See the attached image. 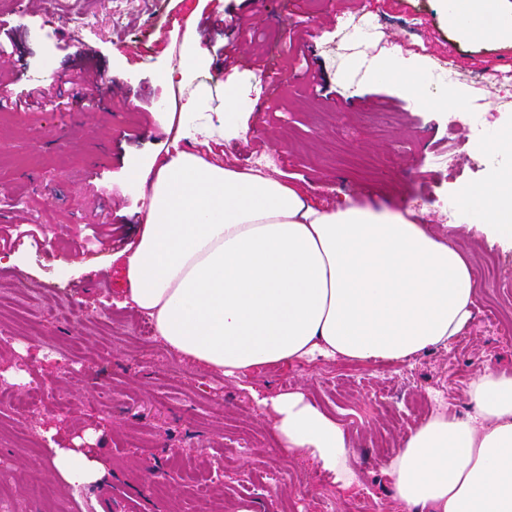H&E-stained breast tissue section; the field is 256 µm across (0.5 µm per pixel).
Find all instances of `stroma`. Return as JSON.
Wrapping results in <instances>:
<instances>
[{
  "instance_id": "stroma-1",
  "label": "stroma",
  "mask_w": 512,
  "mask_h": 512,
  "mask_svg": "<svg viewBox=\"0 0 512 512\" xmlns=\"http://www.w3.org/2000/svg\"><path fill=\"white\" fill-rule=\"evenodd\" d=\"M371 8L397 73L362 79L375 46L346 50L344 13ZM84 14L83 27L68 17ZM423 25L412 29V18ZM213 63L187 85L207 90L203 140L194 121L174 123L162 101L178 66L180 24ZM235 65H215L222 45ZM467 71L512 66V39L462 36L445 0H0V467L51 484L50 501L15 495L12 512H88L97 492L111 512H404L385 473L382 442L397 445L417 421L420 400L470 411L467 385L485 367L512 374V247L486 241L461 213L449 227L446 204L480 187L491 168L512 173V155L483 142L448 138V119L466 123L468 88H429L431 59ZM321 71L323 90L307 84ZM67 92L57 94L60 79ZM241 92L235 121L224 89ZM454 150L455 173L435 165ZM187 150L242 170L273 157L268 175L327 206L344 198L406 210L437 235L473 251L479 285L469 327L448 347L401 363L298 360L232 378L173 354L158 336L151 351L132 346L145 319L126 305L116 253L131 250L149 182L139 171ZM416 210H409L408 200ZM107 234L96 237L95 225ZM61 295L71 319L40 311L37 292ZM81 342L82 354L70 346ZM303 392L345 428L356 473L341 489L307 455L280 447L253 392ZM90 436L107 469L98 485L64 486L48 468L52 447ZM167 486L154 497L153 479Z\"/></svg>"
}]
</instances>
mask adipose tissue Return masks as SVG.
Returning a JSON list of instances; mask_svg holds the SVG:
<instances>
[{"mask_svg":"<svg viewBox=\"0 0 512 512\" xmlns=\"http://www.w3.org/2000/svg\"><path fill=\"white\" fill-rule=\"evenodd\" d=\"M498 2L451 0L448 17L469 37L512 36ZM458 205L488 239L512 243V182L499 169ZM135 234L128 302L175 354L228 376L300 359L402 362L448 346L473 318V261L426 225L352 199L321 208L283 180L186 151L157 168ZM467 395L470 412L431 413L392 453L405 512H512V375L485 368ZM261 404L289 453L352 486L336 420L298 391ZM46 463L71 487L106 475L89 448H52Z\"/></svg>","mask_w":512,"mask_h":512,"instance_id":"1","label":"adipose tissue"}]
</instances>
